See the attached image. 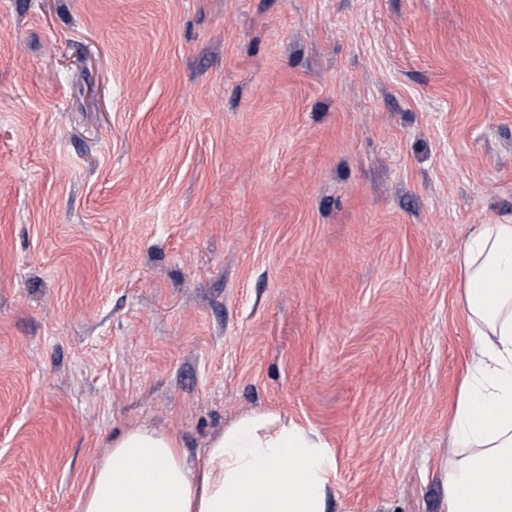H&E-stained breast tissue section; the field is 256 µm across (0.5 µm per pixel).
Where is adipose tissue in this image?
Masks as SVG:
<instances>
[{
  "label": "adipose tissue",
  "mask_w": 512,
  "mask_h": 512,
  "mask_svg": "<svg viewBox=\"0 0 512 512\" xmlns=\"http://www.w3.org/2000/svg\"><path fill=\"white\" fill-rule=\"evenodd\" d=\"M457 263L475 347L449 423L446 512H512V221L473 225ZM335 480L319 434L278 412L240 416L200 467L137 425L94 463L81 512H326Z\"/></svg>",
  "instance_id": "adipose-tissue-1"
}]
</instances>
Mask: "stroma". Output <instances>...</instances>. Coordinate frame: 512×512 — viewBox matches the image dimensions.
<instances>
[{
    "mask_svg": "<svg viewBox=\"0 0 512 512\" xmlns=\"http://www.w3.org/2000/svg\"><path fill=\"white\" fill-rule=\"evenodd\" d=\"M510 220L512 0H0V512L256 410L328 512H444L456 256Z\"/></svg>",
    "mask_w": 512,
    "mask_h": 512,
    "instance_id": "1",
    "label": "stroma"
}]
</instances>
